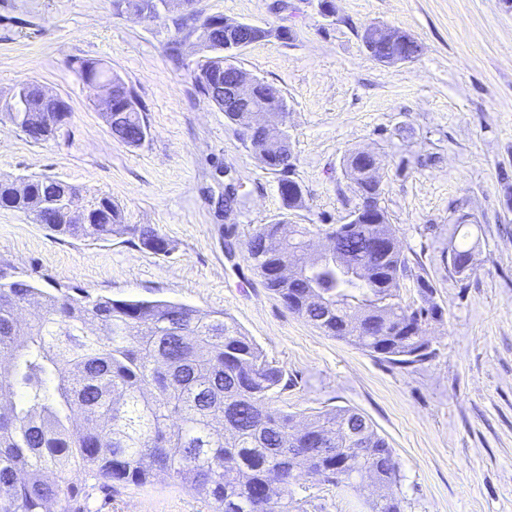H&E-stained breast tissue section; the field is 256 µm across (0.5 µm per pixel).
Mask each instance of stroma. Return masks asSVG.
Listing matches in <instances>:
<instances>
[{"mask_svg":"<svg viewBox=\"0 0 512 512\" xmlns=\"http://www.w3.org/2000/svg\"><path fill=\"white\" fill-rule=\"evenodd\" d=\"M191 0V11L261 27L290 40L247 47L235 64L281 90L305 205L286 209L275 174L238 127L197 89L204 56L172 60L176 12L118 13L112 0H0V100L22 82L63 98L71 115L36 143L0 118V180L49 176L83 201L111 197L128 224L171 245L75 240L0 208V265L41 287L115 299L170 300L226 313L285 373L272 408L300 414L352 407L394 451L403 512H512V0ZM385 24L422 45L387 67L361 33ZM91 59L136 97L148 125L131 147L76 72ZM373 154L381 205L414 272L434 288L443 318L426 325L432 360L401 367L324 335L265 287L245 244L262 224L305 226L312 250L361 203L346 174ZM237 188L231 215L213 202L221 170ZM474 267L448 271V247ZM305 512H367L352 490L305 475L291 488ZM91 512H213L207 500L159 476L153 485L95 489Z\"/></svg>","mask_w":512,"mask_h":512,"instance_id":"1","label":"stroma"}]
</instances>
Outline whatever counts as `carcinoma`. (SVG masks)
I'll return each instance as SVG.
<instances>
[{"label": "carcinoma", "instance_id": "carcinoma-1", "mask_svg": "<svg viewBox=\"0 0 512 512\" xmlns=\"http://www.w3.org/2000/svg\"><path fill=\"white\" fill-rule=\"evenodd\" d=\"M147 0H113L120 13L139 15ZM216 20L195 13L176 18L177 38L170 53L180 56L182 42ZM288 39L287 28L254 31L250 43ZM216 55L237 41L224 27L210 33ZM84 84L114 83L122 93L114 107H130L125 125L112 135L129 146L142 144L148 129L138 102L122 80L99 63L79 62ZM218 79L214 61L195 77L200 92L218 108L211 92ZM257 103L286 106L280 91L261 83ZM30 139L55 137L63 123L58 108L46 104L42 90L19 84L0 106ZM263 168L278 175L288 209L303 206L295 168H284L263 140H248ZM368 165L364 153L351 154L347 171L361 186ZM381 182L373 192L358 190L361 206H378L372 224H355L351 237H330V249L361 263L365 243L390 240L396 231L380 206ZM79 197L76 186L33 176L20 183L0 180V208L43 223L49 202ZM46 228L72 238L110 241L128 237L166 255L169 242L150 225L125 224L112 199H95L80 213L62 214ZM302 230L262 224L246 242L248 259L289 310L328 336L345 340L370 355L400 366L424 363L435 355L422 323L438 317L441 306L422 276L420 304L402 302L400 281L409 271L400 249L367 258L372 274L363 284L336 277V268L314 266L296 242ZM469 249L448 251V270L470 269ZM32 310L27 331L17 332L16 315ZM416 324V332L395 330L398 322ZM0 512H88L87 489L142 487L162 473L210 500L216 512H300L291 486L315 473L364 498L369 512H402L393 494L366 492L373 484L392 487L400 468L392 448L374 424L351 407L318 412L299 421L268 405L270 394L288 387L282 369L222 312H208L166 300H120L81 291L40 288L0 267Z\"/></svg>", "mask_w": 512, "mask_h": 512}]
</instances>
